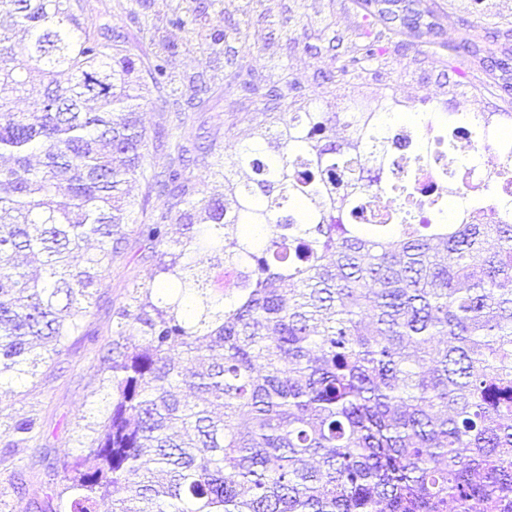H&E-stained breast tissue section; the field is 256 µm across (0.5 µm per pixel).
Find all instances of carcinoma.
Here are the masks:
<instances>
[{
	"mask_svg": "<svg viewBox=\"0 0 512 512\" xmlns=\"http://www.w3.org/2000/svg\"><path fill=\"white\" fill-rule=\"evenodd\" d=\"M362 9L340 81L380 56L388 31L438 45L431 0ZM85 10L0 0L27 36L17 54L0 32V158L11 161L0 167V393L92 338L96 283L128 233L155 271L112 311L98 363L109 413L59 462L36 512H97L104 499L112 512H512V221L475 209L460 224L357 223L361 171L378 179L390 165L384 120L358 101L332 112L323 92L280 112L281 94L251 81L253 134L227 164L216 145L191 155L180 100L166 99L175 143L156 172L138 112L172 83L176 44L157 40L143 77ZM167 25L192 27L235 64L224 32L177 9ZM214 80L192 76L191 97ZM466 119L474 146L489 126H512V112ZM422 120L444 129L458 116ZM200 160L224 197L193 179ZM494 184L489 205L512 207V160ZM154 195L163 208L149 217ZM214 252L219 295L204 269ZM37 428L21 418L0 437L17 448Z\"/></svg>",
	"mask_w": 512,
	"mask_h": 512,
	"instance_id": "obj_1",
	"label": "carcinoma"
}]
</instances>
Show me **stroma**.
<instances>
[{"label": "stroma", "mask_w": 512, "mask_h": 512, "mask_svg": "<svg viewBox=\"0 0 512 512\" xmlns=\"http://www.w3.org/2000/svg\"><path fill=\"white\" fill-rule=\"evenodd\" d=\"M440 39L448 44L480 34L498 44L495 57L468 54L437 57L399 46L398 35H389L381 76L366 75L357 85L339 86V99L363 98L379 102L401 95L428 98L434 102H464L471 112H497L512 106V89L500 80V62L512 64V0H440ZM170 0H87L86 18L93 27H107L120 37L136 62H148L153 45L144 33L154 25L158 35L179 43L169 60V71L179 81L184 124L182 134L195 145L217 142L225 157H232L239 144L250 140L249 114L253 107L239 81L226 78L213 86L204 100L192 99L183 78L206 70L209 52L191 47L188 32L168 27ZM314 21L310 30L291 29L287 12L275 22L245 17L238 0H184V8L203 13L213 28L223 31L238 51V59L257 74H273L279 87L291 86L311 94L328 88L327 78L336 71L343 47L333 34L351 36L361 11L358 0H306ZM154 263L137 234H130L122 257L103 273L96 285L99 296L92 310L90 328L95 341H81L36 382L16 384L14 392L0 395V422L8 424L24 417H37L39 434L18 448L0 443V512H34L42 501L59 458L76 453L80 441L90 436L102 421L109 390L97 371L98 358L112 339L109 315L125 301L132 283L149 281Z\"/></svg>", "instance_id": "obj_1"}]
</instances>
